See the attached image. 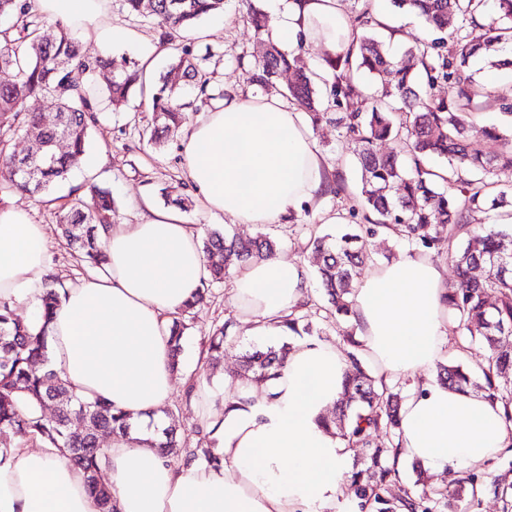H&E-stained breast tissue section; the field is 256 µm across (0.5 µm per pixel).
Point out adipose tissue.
<instances>
[{
	"label": "adipose tissue",
	"mask_w": 512,
	"mask_h": 512,
	"mask_svg": "<svg viewBox=\"0 0 512 512\" xmlns=\"http://www.w3.org/2000/svg\"><path fill=\"white\" fill-rule=\"evenodd\" d=\"M71 28L118 38L108 0H36ZM272 38L342 51L351 38L340 0H266ZM187 178L204 208L235 224L287 221L320 188L322 157L298 111L275 96L230 95L181 141ZM47 233L29 210L0 207V300L45 325L47 369L78 398L130 416L128 433L103 445L104 475L118 512H335L352 449L321 418L343 391L349 362L333 345L296 340L274 378L236 382L223 412L202 405L220 465L175 464L153 448L151 420L174 390L170 316L206 275L200 232L174 209L139 224L112 225L102 273L67 284L49 322L39 317ZM308 266L277 255L236 267L230 295L249 335H287L282 318L305 298ZM445 268L404 255L355 290L351 322L375 378L392 382L437 369L448 355ZM397 464L420 462L441 475L481 468L512 449L500 403L428 380L400 411ZM0 512H99L81 466L57 449L0 448Z\"/></svg>",
	"instance_id": "adipose-tissue-1"
}]
</instances>
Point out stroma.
<instances>
[{"instance_id":"1","label":"stroma","mask_w":512,"mask_h":512,"mask_svg":"<svg viewBox=\"0 0 512 512\" xmlns=\"http://www.w3.org/2000/svg\"><path fill=\"white\" fill-rule=\"evenodd\" d=\"M346 15H353L363 4H370L373 14L389 17L394 27L382 33V46L396 53L417 40H428L432 30L418 18L393 10L390 0H341ZM112 25L123 31L122 39L101 43L95 38H82L84 51L90 55L109 54L114 57L143 62L150 60L152 75L166 72L172 51L159 42V28L151 17L129 16L121 0H109ZM194 38L198 53L210 56L212 82L216 87L243 95L255 94L241 68L242 62L259 57L267 43L265 36L256 34L243 16L239 0H224L223 13L203 18L197 25ZM152 123L147 97L132 95L121 110L105 113L100 126L91 135L82 164L71 173L68 186L55 190L51 202L44 203L27 197H13L15 205L33 210L36 223L45 225L48 235V268L63 282H73L91 275V267L80 262L67 248L57 231L58 216L70 206L69 185L94 181L111 187L116 199L113 221L117 224H136L144 219L149 208L165 207V193H178L188 178L180 153L179 140H172L162 151L148 145L143 135ZM319 151L324 160V172L341 173L345 190L340 195L321 194L313 202L304 204L291 224H266L263 227L230 223L220 212H209L191 205L184 211L187 224L197 228H217L229 235L249 237L266 233L273 238L280 253L297 261H307L311 253L304 244L309 233L320 235L336 231V215H348L358 200L359 174L356 167L355 145L340 137L335 125L325 123L314 131ZM237 317L229 295L228 283L212 288L209 301L195 309L185 332L182 370L185 375L203 378L202 390L216 403H223L233 391L229 376L239 356L247 350L261 346V339L237 329L232 346L224 354L222 364L206 368L199 361L200 343L204 336L226 320Z\"/></svg>"}]
</instances>
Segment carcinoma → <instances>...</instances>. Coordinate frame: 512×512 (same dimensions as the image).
I'll list each match as a JSON object with an SVG mask.
<instances>
[{
    "instance_id": "cac0c4a2",
    "label": "carcinoma",
    "mask_w": 512,
    "mask_h": 512,
    "mask_svg": "<svg viewBox=\"0 0 512 512\" xmlns=\"http://www.w3.org/2000/svg\"><path fill=\"white\" fill-rule=\"evenodd\" d=\"M134 16H151L160 27V39L173 44L185 38L197 22L224 11V0H121ZM259 0H241L246 16L260 34L268 29L269 16ZM392 5L419 17L439 34L418 42L395 56L384 50L375 34L379 22L369 7L350 21L352 41L344 52L328 54L329 78L306 69L302 44L286 50L268 44L262 58L245 69L247 81L267 91L276 87L283 72L293 75L280 94L305 112L311 127L333 123L342 136L357 145L361 170L358 219L345 224L336 237L328 234L309 239L321 256L317 280L327 310L338 319L353 314L355 269L369 258L367 243L378 235L393 234L418 254L437 260L448 256L456 279L448 284L447 305L470 341L487 352L486 362L473 368L462 362L439 364L436 381L458 389H477L500 401L507 421H512V350L502 342L512 337V223L498 224L499 215L512 216V184L496 179L498 172L512 170V133L495 125L484 126L483 137L500 142V150L489 155L471 135L472 103L481 93L470 61L483 53L496 69H511L512 0H391ZM12 25L0 31V72L12 79L0 82V183L7 191L34 197L45 195L66 181L86 154L90 133L99 126L105 110H117L138 89L148 94L154 112L148 142L161 149L188 120L192 102L202 105L216 99L204 70L208 60L198 56L191 43L174 44L169 70L155 80L144 67L127 58L86 54L73 30L61 20L50 21L34 8L32 0H0V17ZM110 79L99 83L100 75ZM180 80L171 79V74ZM381 79L374 92L359 97L356 76ZM441 82L458 88V100L449 102L433 90ZM56 101L54 124L45 125L40 114L29 112L32 98ZM347 111H342V108ZM34 134L46 145L58 138L67 149L52 162L35 168L31 176L19 174L23 160L10 151L12 138ZM393 139L396 153H381L377 145ZM70 208L59 216V230L79 260L100 268L106 262L99 229L112 223L115 201L112 192L95 182L70 188ZM276 241L265 234L253 238H229L212 229L205 233L202 251L206 277L173 318L170 326L171 365L181 371L182 340L191 311L202 304L210 287L224 281L232 270L249 261L275 255ZM64 283L52 272L43 281L42 318L50 315L61 299ZM308 302L296 306L284 319L288 331L312 335ZM45 329L34 331L15 315L9 302L0 300V446L24 437L60 450L83 467L87 490L100 512H115L112 492L104 479L99 438L126 432L128 418L104 402H85L71 394L56 372H40L46 361ZM234 340L233 322L217 327L202 342L204 363L224 359L225 347ZM286 342L275 348H254L242 356L244 371L258 381L276 375L290 349ZM353 351L345 374L343 394L333 417L324 424L334 426L347 447L362 457L354 460L351 485L360 506L373 512H459V503L480 505L484 494L498 498L503 512L512 509V483L506 476L471 473L454 487H433L423 482L426 469L419 463V476L411 488L393 497L389 486L397 479L388 464L399 448V411L404 396L398 384L377 385L359 358L360 342L347 334ZM52 404L55 411L44 413ZM377 436L386 438L376 444ZM206 441L187 446L175 418L162 429L154 447L167 456L179 454L188 467L200 461L219 464Z\"/></svg>"
}]
</instances>
